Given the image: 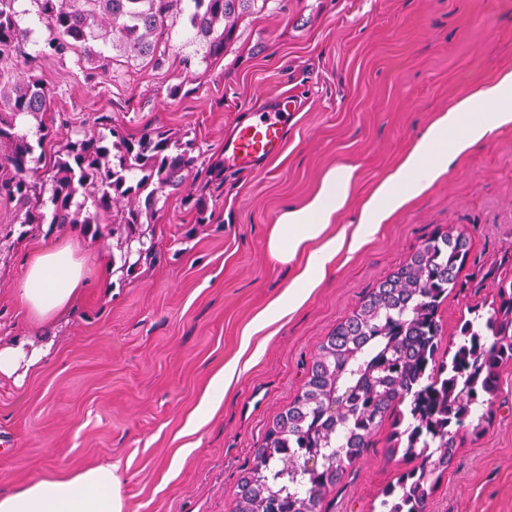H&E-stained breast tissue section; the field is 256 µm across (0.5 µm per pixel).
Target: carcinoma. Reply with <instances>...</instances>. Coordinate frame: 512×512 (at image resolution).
<instances>
[{
	"instance_id": "obj_1",
	"label": "carcinoma",
	"mask_w": 512,
	"mask_h": 512,
	"mask_svg": "<svg viewBox=\"0 0 512 512\" xmlns=\"http://www.w3.org/2000/svg\"><path fill=\"white\" fill-rule=\"evenodd\" d=\"M18 0H0V198L17 203L22 224L50 222L133 227L159 211L165 189L179 190L196 162L192 141L160 130L128 138L80 134L59 150L48 174L30 163L33 146L18 120L54 111L53 95L16 59L27 31ZM48 36L40 54L73 52L105 75L101 47L155 66L163 35L180 22L201 62L224 56L242 15L269 0H32ZM50 191L51 217L43 195ZM95 212L72 209L79 191ZM470 240L452 228L427 239L393 275L372 289L352 315L320 345L302 393L268 431L253 466L237 484L236 512H321L327 492L364 456L374 432L397 406L387 455L408 467L381 493L379 512H425L456 448L489 430L500 367L512 360V278L497 281L498 302L460 324L448 356L439 355V309L448 292L466 288L460 268ZM145 234L126 237L124 260L149 255Z\"/></svg>"
}]
</instances>
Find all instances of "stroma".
I'll return each mask as SVG.
<instances>
[{
    "label": "stroma",
    "mask_w": 512,
    "mask_h": 512,
    "mask_svg": "<svg viewBox=\"0 0 512 512\" xmlns=\"http://www.w3.org/2000/svg\"><path fill=\"white\" fill-rule=\"evenodd\" d=\"M168 46L161 66L118 55L104 77L72 53L39 59L55 109L20 130L40 170L75 131L113 125L131 137L158 129L194 140L197 161L142 227L153 254L128 269L110 225L33 229L0 201V344L42 353L22 380L0 378V493L108 464L123 512H235L237 482L300 395L318 346L425 240L451 225L471 240L459 274L471 285L440 307L443 344L474 306L495 300V276L507 271L512 126L450 164L360 251L337 253L294 313L249 330L297 273L267 252L281 212L350 166L337 221L356 223L437 113L512 71V0H269L239 20L223 58L201 62L180 30ZM289 94L299 110L281 154L254 172L229 164L225 133ZM190 196L204 199L209 223H197ZM53 241L84 260L90 284L37 326L16 290L27 255ZM232 362L239 373L223 399L203 406ZM500 379L490 430L458 448L426 512H512V360ZM390 431L383 422L322 512H372L403 467L387 455Z\"/></svg>",
    "instance_id": "35a3bbf8"
}]
</instances>
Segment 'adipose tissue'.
<instances>
[{"instance_id": "adipose-tissue-1", "label": "adipose tissue", "mask_w": 512, "mask_h": 512, "mask_svg": "<svg viewBox=\"0 0 512 512\" xmlns=\"http://www.w3.org/2000/svg\"><path fill=\"white\" fill-rule=\"evenodd\" d=\"M510 124L512 72L439 113L363 203L357 224L337 230L332 223L349 199L354 169L329 171L308 204L287 208L271 227L267 240L270 256L284 264L300 257L304 263L287 292L255 318L253 331H261L301 307L321 284L338 252L359 250L391 214L443 175L449 163ZM85 286L83 262L70 247L54 243L29 255L17 294L33 321L43 324L63 313ZM117 484L111 465L100 464L68 478L39 479L0 493V512H122Z\"/></svg>"}]
</instances>
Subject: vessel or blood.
<instances>
[{
  "label": "vessel or blood",
  "mask_w": 512,
  "mask_h": 512,
  "mask_svg": "<svg viewBox=\"0 0 512 512\" xmlns=\"http://www.w3.org/2000/svg\"><path fill=\"white\" fill-rule=\"evenodd\" d=\"M297 105L291 97L271 100L266 116L259 122L235 127L224 138V157L239 169L252 171L268 163L283 147L288 119Z\"/></svg>",
  "instance_id": "1"
}]
</instances>
